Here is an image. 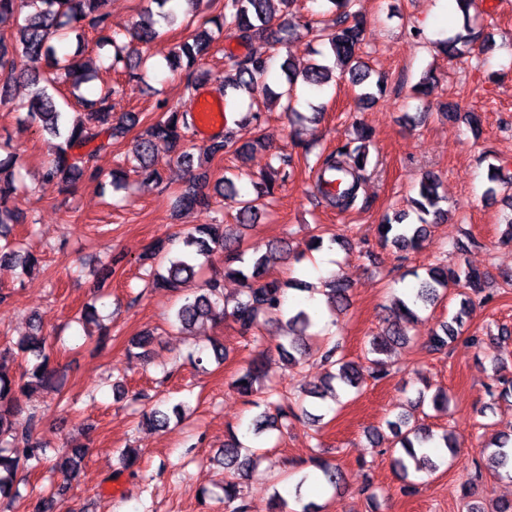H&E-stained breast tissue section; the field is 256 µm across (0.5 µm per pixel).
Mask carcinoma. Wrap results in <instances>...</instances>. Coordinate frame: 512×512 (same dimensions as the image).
Segmentation results:
<instances>
[{"mask_svg":"<svg viewBox=\"0 0 512 512\" xmlns=\"http://www.w3.org/2000/svg\"><path fill=\"white\" fill-rule=\"evenodd\" d=\"M184 2L185 5L199 11L205 0H151L157 9H145L131 30L122 32L112 28V15L107 10L109 0H0V27L10 28V38L0 35V102L9 100L8 87L17 79L26 81L32 92L25 105L24 123L36 128L47 136L49 158L44 164L43 178L57 182L61 190L67 192L79 180L97 181L100 172L95 161L102 153L112 151V141L124 137L127 127L122 117H115L116 98L123 94L120 86L104 84L96 91V99L85 102L80 93L81 85L87 80L84 53V34L92 31L110 30L112 34L99 39L96 46L112 47L110 67L118 70L122 67L134 71L147 63V58L133 47L137 41L148 44L160 36L161 23H169L176 17L172 2ZM294 0H224L219 14L208 18L206 23L217 28L227 37H237L247 42L259 41L272 46L288 48L293 40V28L288 22L272 27L276 14L274 4H279L283 16H288ZM329 10L337 13L336 30L327 32L315 21L304 25L306 33L316 41L328 46L330 53L339 64L342 72L349 75L353 86L362 88L358 100H374L372 89L383 91L384 80L379 78L375 84L368 83L370 68L360 60L358 50L362 41L364 21L354 10L355 0H324ZM463 14V24L459 31L438 43L442 53L452 61L461 56L478 39L473 30L468 7L473 0H457ZM214 42L212 30L200 26L186 39L178 42L169 58L170 66L184 71L186 87L193 88L211 77V73L199 67L211 44ZM234 75L223 80L224 86H233L242 90L264 78L268 72L269 57L257 50L242 57L228 56ZM285 84L275 98L288 112L291 125L296 127L310 118L317 120L322 107H311V116L300 112L301 92L299 84L306 91L313 92L322 88L331 80L330 68L314 64L298 75L293 72L290 60L282 63ZM69 84V96L84 106V111L69 117L52 90L59 82ZM162 116L151 123L145 133L136 139L131 150V159L136 161L133 172L144 182L160 180L156 168L159 151L163 150L169 158L192 170L191 176L180 189L177 203L185 209L210 206L208 187L210 175L206 170L194 169V154L184 145L186 135L195 125V115L180 105L170 106L167 102L157 103ZM373 140V131L364 123L353 125L352 138L344 145L326 156H317L315 162L317 183L328 181L332 174L341 181L335 194L320 192L329 205L346 211L353 208L361 187V175L368 163L369 147ZM232 146L230 136L215 138L204 148V154L211 159L224 155ZM19 155L10 140L0 142V238L6 237L5 228L9 224L24 221L11 202L20 188L17 177ZM291 159L288 156L278 158V164H269L260 180L253 183L254 195L240 201L236 220L245 225L256 218L259 210L271 203L274 189L291 176ZM512 177L500 178L498 172L488 174L486 193L504 194L509 191ZM439 177L428 172L419 184L416 196L410 198L411 210L417 213L418 223H409V213L398 210L379 225L381 245L399 252L414 251L431 233L435 223L444 217L441 207L442 196L438 189ZM477 240L471 229H462L461 236L453 243L454 251L462 256L476 245ZM24 244L14 241L0 245V260H8L21 266V274L30 273L39 265V258L32 253L21 252ZM216 253L224 255V277H212L201 282L190 296L183 294L185 288L194 282L203 265ZM143 259L152 261L146 287L152 290L166 291L180 300L172 315V324L189 330L204 321L214 322L230 318L236 324L238 332L250 338L257 356L234 381V387L244 397L260 392L266 395V411L252 421V431L258 435L268 429H277L288 420L302 421L310 416L305 399H320L330 384L321 383L306 391L305 397L287 404L283 397L276 396L274 389L265 386V373L262 357L267 355L264 348L262 326L284 319L288 327L307 329L313 325L311 314L300 308L288 314L284 308L287 290L298 287L295 280L264 281L262 274L268 263V256L253 255L245 258L239 250L238 239L228 226L218 224H200L189 231L181 241L173 238L158 239L147 249ZM240 278L243 288L231 300L224 298V278ZM485 274L472 267L457 264L434 265L426 269L424 276L418 278L411 300L394 297L390 312L393 324L382 336H373L368 340L366 354L370 355L367 365L346 360L343 348L338 341L327 340L320 354L321 361L336 367L328 378L336 382L341 390H360L366 378L380 380L387 376L388 364L384 356L392 347L410 342L402 329V322L414 323L419 320L418 313L448 299V292L458 286L470 290L463 294L458 310L450 320L439 325L430 333L422 345L428 354L446 351L450 344L463 333L466 321L474 305V297L484 293ZM350 284L339 277L328 282L326 306L334 310L349 306ZM32 332L16 343V349H0V499H13L19 496L14 487V479L21 468L38 470L48 468L60 474L65 483L77 476L89 448L84 444H69L55 456L47 455L46 447L35 437L39 421L36 412L22 415L20 397L30 396L37 391H58L57 370L51 363L50 351L52 337L43 334L41 318L34 314L30 318ZM287 343L278 346L279 355L290 365H297L310 355L302 336H286ZM31 357L27 368L17 377L5 370L6 358L17 354ZM436 409L448 406V395L438 391L428 398L425 392L418 393L414 407L421 409L426 403ZM183 404H169L159 400L151 409L142 414L141 424L154 428L169 426L171 420L181 421ZM387 429L399 445L400 451L392 456L394 469L403 477L410 472L433 473L438 465L430 455L421 452V448L439 439L448 449L451 457H456L458 444L453 433L445 431L436 435L421 425L409 424L405 414H398L384 421V426L374 428L376 438H383L382 429ZM484 454L493 468H506L512 465V434L500 435L484 445ZM260 459L255 452L244 447L236 432H229L224 440V448L219 452L217 462L224 467V485L222 486L224 512H250L241 480L250 476ZM327 484L337 487L343 480L342 470L326 460H315ZM301 485L295 487V501L301 505L296 510L289 505L288 497L277 492L269 506V512H316L310 504L301 503ZM64 488L60 487L47 494L42 492L29 495V512H61Z\"/></svg>","mask_w":512,"mask_h":512,"instance_id":"carcinoma-1","label":"carcinoma"}]
</instances>
